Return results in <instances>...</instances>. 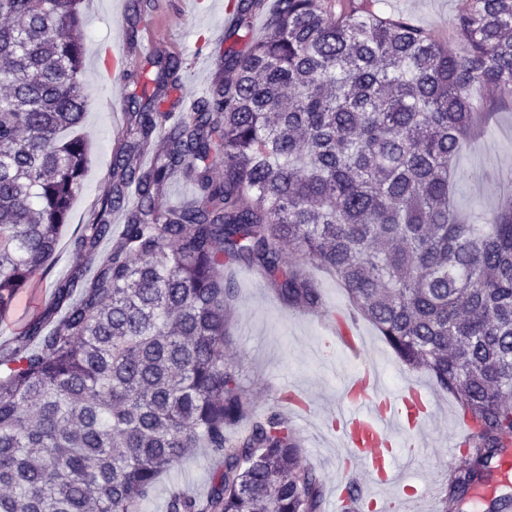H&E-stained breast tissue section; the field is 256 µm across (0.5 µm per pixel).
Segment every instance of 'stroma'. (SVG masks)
<instances>
[{
  "instance_id": "obj_1",
  "label": "stroma",
  "mask_w": 512,
  "mask_h": 512,
  "mask_svg": "<svg viewBox=\"0 0 512 512\" xmlns=\"http://www.w3.org/2000/svg\"><path fill=\"white\" fill-rule=\"evenodd\" d=\"M132 0L112 5L108 0H83L81 14L85 31V82L88 87L86 123L82 132L90 141L89 162L77 193L69 220L64 226L56 250L45 271L37 275L19 294L10 311L0 316V350L14 345L28 321L52 302L54 285L71 274L75 263V242L100 199L110 189L112 151L124 128L114 121L112 106L124 102L131 93L150 84L154 70L150 57L176 55L186 60L182 82L157 101L163 112H175L184 97L200 98L204 87L225 78L223 65H206L202 59L213 49L212 32H224L225 48L244 51L262 39L267 13L277 0H265V11L256 13L248 27L236 30L224 21V11L214 0H199L196 9L179 15L175 0H151V6L133 15ZM385 15L405 17L416 25L445 34L459 8V0H358ZM123 40L130 55L134 79L113 83L111 72L100 69L98 55L113 40ZM512 164V104L493 113L484 130L460 150L455 165L452 191L454 206L466 213H479L500 206L504 193L493 178L497 168ZM237 296L230 315L233 343L229 359L240 364L241 383L252 397L257 411L277 404L279 391L293 386L305 391L317 406L316 415L307 422L294 423L302 440V460L322 479V494L330 496L346 480L336 467V441L325 426L328 410L335 405L341 382L355 365L346 356L336 338L303 311L286 307L251 270L234 266L228 272ZM361 329L368 342V365L383 376L384 389L401 388L413 372L397 356L383 336L369 322ZM458 406L447 399L425 427L426 447L417 449L412 465L404 466L405 485L428 497L438 496L448 471L458 463L448 453V442L457 427ZM219 464L210 451L195 449L170 472L162 474L156 489L142 512H166L172 490L203 495L211 487Z\"/></svg>"
}]
</instances>
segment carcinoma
I'll return each mask as SVG.
<instances>
[{
	"label": "carcinoma",
	"mask_w": 512,
	"mask_h": 512,
	"mask_svg": "<svg viewBox=\"0 0 512 512\" xmlns=\"http://www.w3.org/2000/svg\"><path fill=\"white\" fill-rule=\"evenodd\" d=\"M80 2L0 0V315L55 250L88 162ZM262 2L238 0L237 28ZM338 2L278 0L191 112L151 106L181 78L175 57H155L147 102L127 96L74 270L0 351V512H141L201 447L221 463L208 493L174 490L166 512H320L297 433L256 411L226 358L233 263L310 313L325 304L309 267L323 268L479 426L439 512L487 475L512 437V206L466 221L451 170L487 116L471 89L490 108L512 97V0H460L457 52ZM177 173L197 187L180 208L166 202Z\"/></svg>",
	"instance_id": "1"
}]
</instances>
